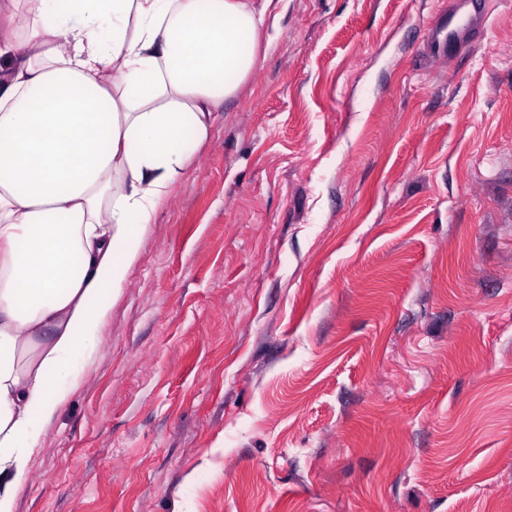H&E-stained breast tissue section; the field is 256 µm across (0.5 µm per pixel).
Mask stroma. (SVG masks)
<instances>
[{
	"mask_svg": "<svg viewBox=\"0 0 512 512\" xmlns=\"http://www.w3.org/2000/svg\"><path fill=\"white\" fill-rule=\"evenodd\" d=\"M286 0L15 512H512V0ZM461 5L467 7V14L462 23L453 26L454 16H448V50L454 48L457 43L468 40L487 22L481 0H467L463 4H458L459 9Z\"/></svg>",
	"mask_w": 512,
	"mask_h": 512,
	"instance_id": "stroma-1",
	"label": "stroma"
}]
</instances>
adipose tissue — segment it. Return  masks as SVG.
Listing matches in <instances>:
<instances>
[{
	"instance_id": "1",
	"label": "adipose tissue",
	"mask_w": 512,
	"mask_h": 512,
	"mask_svg": "<svg viewBox=\"0 0 512 512\" xmlns=\"http://www.w3.org/2000/svg\"><path fill=\"white\" fill-rule=\"evenodd\" d=\"M282 0H0V512Z\"/></svg>"
}]
</instances>
